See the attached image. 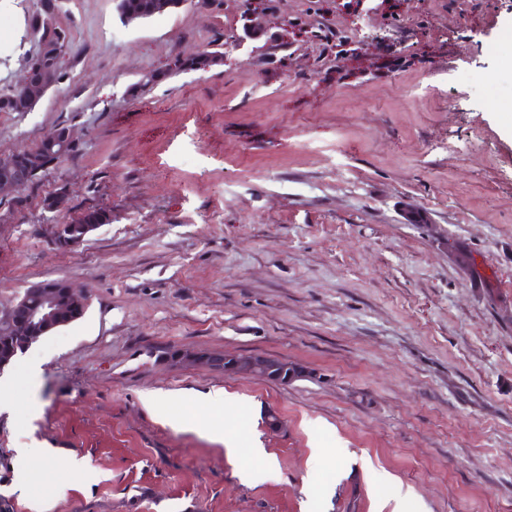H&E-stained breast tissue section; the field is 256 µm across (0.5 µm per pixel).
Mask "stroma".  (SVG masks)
<instances>
[{
	"label": "stroma",
	"instance_id": "obj_1",
	"mask_svg": "<svg viewBox=\"0 0 512 512\" xmlns=\"http://www.w3.org/2000/svg\"><path fill=\"white\" fill-rule=\"evenodd\" d=\"M35 6L0 13V93ZM57 20L64 77L0 112V154L57 126L78 152L0 196V311L56 278L90 299L0 372V512H512V0H186L129 25L62 0ZM203 51L223 59L170 73ZM91 206L111 222L57 249L47 224ZM224 353L309 375L198 361ZM214 387L236 404L204 406ZM198 361L209 367L222 369L224 375H256L284 386L309 375V371L302 365L260 354L242 356L224 353V357L202 355Z\"/></svg>",
	"mask_w": 512,
	"mask_h": 512
}]
</instances>
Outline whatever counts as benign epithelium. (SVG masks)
Here are the masks:
<instances>
[{
  "label": "benign epithelium",
  "instance_id": "benign-epithelium-1",
  "mask_svg": "<svg viewBox=\"0 0 512 512\" xmlns=\"http://www.w3.org/2000/svg\"><path fill=\"white\" fill-rule=\"evenodd\" d=\"M67 47L41 48L40 52L24 64V79L15 86L23 97L34 107L49 88L56 84L59 72L58 61ZM75 145L70 130L55 129L42 137L34 146L8 155L0 154V163L21 158H34L44 152H53L58 160L68 157L69 149ZM31 165L15 171L0 173V193L19 192L26 186V176ZM97 225L79 220L73 224L49 225L50 236L59 249L70 250L79 246ZM88 298L77 292L63 279L35 283L0 315V337L7 348L0 353V369L9 365L18 350L29 349L42 337L56 329L79 319L87 306ZM198 361L209 367L218 368L226 375L250 374L263 377L287 386L310 372L286 360L260 354L200 356Z\"/></svg>",
  "mask_w": 512,
  "mask_h": 512
}]
</instances>
